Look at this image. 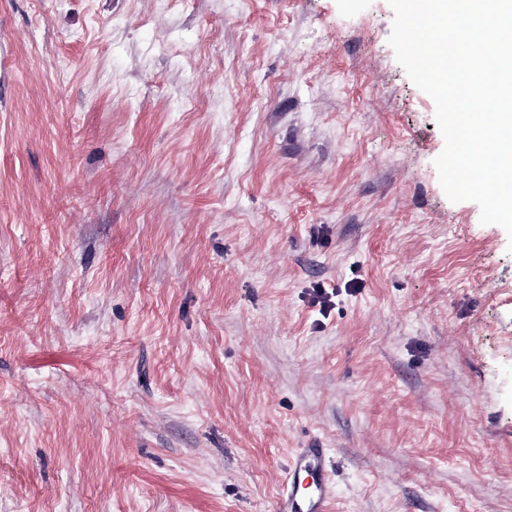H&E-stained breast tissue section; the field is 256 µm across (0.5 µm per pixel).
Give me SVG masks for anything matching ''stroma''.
<instances>
[{"mask_svg":"<svg viewBox=\"0 0 512 512\" xmlns=\"http://www.w3.org/2000/svg\"><path fill=\"white\" fill-rule=\"evenodd\" d=\"M392 22L0 0V512H272L314 446L332 512H512V238Z\"/></svg>","mask_w":512,"mask_h":512,"instance_id":"obj_1","label":"stroma"}]
</instances>
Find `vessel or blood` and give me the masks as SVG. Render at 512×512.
<instances>
[{"mask_svg": "<svg viewBox=\"0 0 512 512\" xmlns=\"http://www.w3.org/2000/svg\"><path fill=\"white\" fill-rule=\"evenodd\" d=\"M335 497L336 482L328 450L300 448L288 462L285 490L273 512H329Z\"/></svg>", "mask_w": 512, "mask_h": 512, "instance_id": "1", "label": "vessel or blood"}]
</instances>
